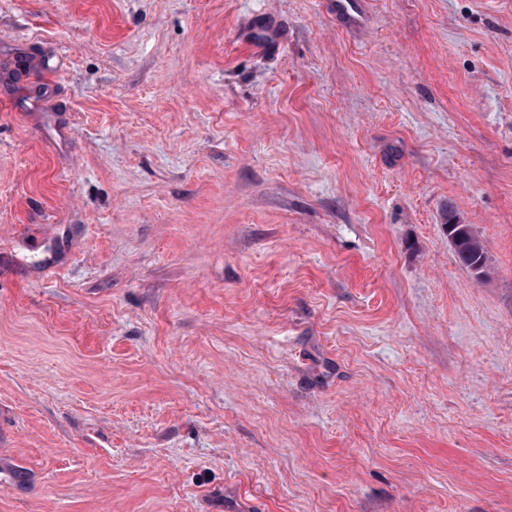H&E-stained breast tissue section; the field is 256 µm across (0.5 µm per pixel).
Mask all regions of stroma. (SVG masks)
Wrapping results in <instances>:
<instances>
[{"label": "stroma", "instance_id": "35a3bbf8", "mask_svg": "<svg viewBox=\"0 0 512 512\" xmlns=\"http://www.w3.org/2000/svg\"><path fill=\"white\" fill-rule=\"evenodd\" d=\"M364 2L0 0V512H512V0ZM454 251L459 262L466 269L472 271L474 266H480L485 276L488 275L489 265L486 251L473 230L470 233H463L456 238ZM473 273L477 279L483 278L479 269H474Z\"/></svg>", "mask_w": 512, "mask_h": 512}]
</instances>
